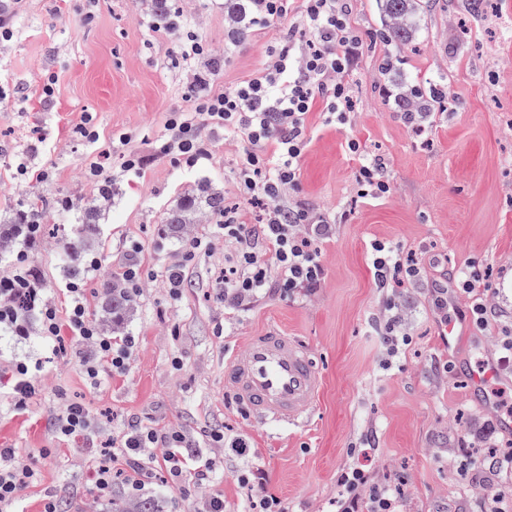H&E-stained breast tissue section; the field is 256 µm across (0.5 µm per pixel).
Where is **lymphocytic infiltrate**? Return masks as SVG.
<instances>
[{"mask_svg": "<svg viewBox=\"0 0 512 512\" xmlns=\"http://www.w3.org/2000/svg\"><path fill=\"white\" fill-rule=\"evenodd\" d=\"M303 24L312 35L298 46L294 28L284 30L273 52L268 72L261 78L242 81L228 91L201 84L193 110L170 112L164 132L153 152L197 164L208 154L204 128L223 130L225 136L248 141L236 157L234 169L240 196L261 201V210L244 221L237 210L224 213V237L236 244L238 259L224 274V301L235 307L249 306L267 288L292 295L302 288L317 287L323 278L320 253L314 241L328 237L332 223L321 212L284 206L282 198L296 186L299 162L308 144L309 117L321 110L325 124H346L350 88L343 76L359 54L361 41L351 26L346 0H304ZM348 152L357 159L358 194L379 199L390 191L381 156L351 138ZM41 223L25 224L24 246L15 251L10 272L0 278V329L26 335L30 319H37L41 336L48 341L76 342L77 358L90 380H97L98 361L122 373L129 366L130 337L101 335L86 305L83 283L66 286L70 299L67 318H60L55 305L42 297L39 278L28 262L26 245L41 235ZM373 279L384 288L400 280L419 277L415 264L405 262L398 247L379 240L368 249ZM41 362L12 363L13 400L24 409L42 393ZM158 451L169 465L178 487L205 489L212 479V466L190 451L184 436L134 424L120 451L127 484L139 489L146 475V454ZM39 472L22 458L18 449L0 448V512H17L23 489L35 484Z\"/></svg>", "mask_w": 512, "mask_h": 512, "instance_id": "f902f5d3", "label": "lymphocytic infiltrate"}]
</instances>
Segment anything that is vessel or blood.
Segmentation results:
<instances>
[{
	"mask_svg": "<svg viewBox=\"0 0 512 512\" xmlns=\"http://www.w3.org/2000/svg\"><path fill=\"white\" fill-rule=\"evenodd\" d=\"M322 383L306 347L276 328L249 337L244 354L224 368L225 388L259 424L300 426L314 409Z\"/></svg>",
	"mask_w": 512,
	"mask_h": 512,
	"instance_id": "1",
	"label": "vessel or blood"
}]
</instances>
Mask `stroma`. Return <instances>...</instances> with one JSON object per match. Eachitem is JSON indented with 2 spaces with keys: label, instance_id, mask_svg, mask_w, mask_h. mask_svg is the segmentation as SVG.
Masks as SVG:
<instances>
[{
  "label": "stroma",
  "instance_id": "obj_1",
  "mask_svg": "<svg viewBox=\"0 0 512 512\" xmlns=\"http://www.w3.org/2000/svg\"><path fill=\"white\" fill-rule=\"evenodd\" d=\"M175 5L184 20L178 34L143 23L137 0H6L0 7L14 25L13 37L0 40V101L8 104L0 112V221L9 222L29 198L45 200L42 235L27 253L63 317L69 276L61 245L96 197L89 163H101L113 188L95 240L102 269L84 277L91 319L103 315L100 280L120 272L130 243L142 247L143 288L126 323L134 347L124 374H110L102 362V383L91 385L73 343L54 353L35 321L28 335H0V446L20 449L40 472L23 492L22 512H41L50 495L60 512H86L93 501L110 512L129 489L118 472L111 497L94 500L100 450L123 443L139 422L182 432L213 463L210 490L223 498L224 512H252L247 480L256 473L272 512H337L341 476L355 469L369 484L398 486V512H491L492 502L480 494L503 477L475 470L462 476L452 462L469 435L496 416L475 399L472 376L498 361L497 340L512 334V0H434L416 46L401 49L400 66L387 74L379 68L386 47L372 37L381 19L377 0H348L362 40L344 76L350 120L326 126L311 116L299 182L287 194L334 223L332 235L318 243L323 278L293 296L266 289L245 309L225 305L221 296L224 263L235 246L213 225H197L196 237L211 246L196 250L181 288L169 292L163 277L188 246L164 217L199 183L250 217L233 172L240 142L207 131L209 155L194 166L153 156L152 144L169 112L190 107L188 73L210 71L211 87L229 90L268 67L283 28L296 26L298 39L307 40L303 4L295 0L290 17L250 28L235 43L224 0ZM194 40L206 54L189 55ZM50 77L48 102L43 86ZM413 82L445 83L452 99L427 114L420 133L396 107L400 87ZM88 115L95 143L76 132ZM122 133L150 157L136 181L123 176L118 157L100 156ZM351 137L384 158L391 190L383 198L359 197L357 163L345 148ZM25 151L47 178H15L14 159ZM63 197L72 199L73 210L59 208ZM375 239L408 253L420 279L376 288L368 259ZM467 265L495 291L484 327L473 322L466 294L441 303ZM390 302L402 309L408 333L392 347L368 327ZM451 320L464 332L446 347L441 331ZM269 327L309 349L324 378L313 414L293 430L252 423L224 389L225 362ZM16 359L44 364L43 393L24 412L11 393L8 368ZM65 401L84 404L100 432L58 436L52 423ZM215 432L223 441L212 440ZM240 440L247 445L242 453L235 447ZM138 495L159 501L162 512L198 508L194 492L177 489L159 460Z\"/></svg>",
  "mask_w": 512,
  "mask_h": 512
}]
</instances>
